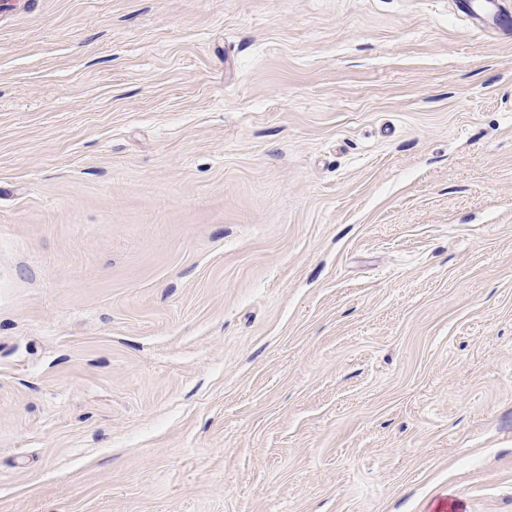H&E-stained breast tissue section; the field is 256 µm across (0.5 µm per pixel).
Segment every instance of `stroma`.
Segmentation results:
<instances>
[{
    "label": "stroma",
    "mask_w": 512,
    "mask_h": 512,
    "mask_svg": "<svg viewBox=\"0 0 512 512\" xmlns=\"http://www.w3.org/2000/svg\"><path fill=\"white\" fill-rule=\"evenodd\" d=\"M15 3L0 512H512V33Z\"/></svg>",
    "instance_id": "35a3bbf8"
}]
</instances>
